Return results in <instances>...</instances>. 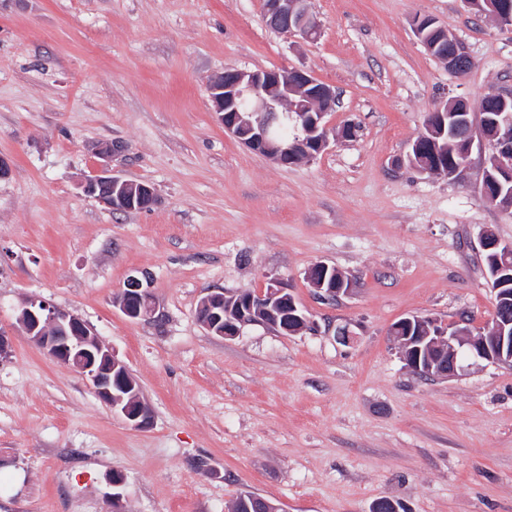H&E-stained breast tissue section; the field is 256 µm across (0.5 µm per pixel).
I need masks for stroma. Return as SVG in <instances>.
<instances>
[{"label": "stroma", "mask_w": 512, "mask_h": 512, "mask_svg": "<svg viewBox=\"0 0 512 512\" xmlns=\"http://www.w3.org/2000/svg\"><path fill=\"white\" fill-rule=\"evenodd\" d=\"M313 41L271 31L262 0H0V512H231L253 493L279 512H512V367L448 378L406 368L407 316L491 326L480 237L512 243L484 203L488 152L457 179L396 165L438 104L512 93V30L461 0H311ZM434 19L474 60L462 77L416 38ZM297 68L336 90V137L280 166L229 134L209 84L225 69ZM356 135L341 138L346 125ZM118 142L121 153L98 150ZM152 185L149 211L82 190L101 165ZM349 294L320 300L316 263ZM144 274L154 317L116 299ZM278 279L314 323L227 339L198 319L212 291ZM37 296L79 315L150 406L128 424L88 379L15 326ZM356 336L343 346L330 327ZM121 473L120 503L110 479Z\"/></svg>", "instance_id": "obj_1"}]
</instances>
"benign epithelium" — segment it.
I'll use <instances>...</instances> for the list:
<instances>
[{"mask_svg":"<svg viewBox=\"0 0 512 512\" xmlns=\"http://www.w3.org/2000/svg\"><path fill=\"white\" fill-rule=\"evenodd\" d=\"M465 5L488 15L503 26H512V8L499 0H464ZM267 26L285 38L305 41L317 39L321 23L309 10V0H263ZM414 33L428 52L444 61L448 70L463 75L472 58L456 38L437 26L428 17L415 20ZM213 111L224 130L247 148L281 166L297 162L300 153L312 158L329 144L330 129L326 116L336 108L335 89L320 81L311 72L281 68L270 70L231 69L211 80L209 85ZM297 112L293 138H278L274 128L281 113ZM491 138H482L485 147L494 151L500 169L512 173V96H501ZM474 136L462 134L458 142V162L454 175H459L470 162ZM83 192L113 211H142L157 203L153 187L126 180L104 171L83 184ZM329 266L317 263L307 273V280L318 298L334 301L349 293L336 286V276H327ZM495 296L494 329L472 336L467 330H454L437 324L427 317L410 316L400 319L391 328V335L402 351L408 369L425 377L448 379L460 369L463 357L485 360L512 367V290L501 280H488ZM287 288L272 280L239 309L236 318L221 322L219 311L224 309V292L208 294L202 301L199 319L204 328L224 338H234L251 325L272 328L281 334H295L307 324V317L294 299L283 298ZM282 303L277 312L267 311L262 319L253 315L254 303ZM117 303L131 320L150 317L155 312L151 289L142 277L131 274ZM426 321L433 334L411 335L413 322ZM18 329L41 352L66 364L87 378L96 395L119 413L125 422L136 429L151 422V410L141 397V388L127 366L116 359L112 351L96 336L79 316L59 310L43 300L29 299L20 309Z\"/></svg>","mask_w":512,"mask_h":512,"instance_id":"benign-epithelium-1","label":"benign epithelium"}]
</instances>
